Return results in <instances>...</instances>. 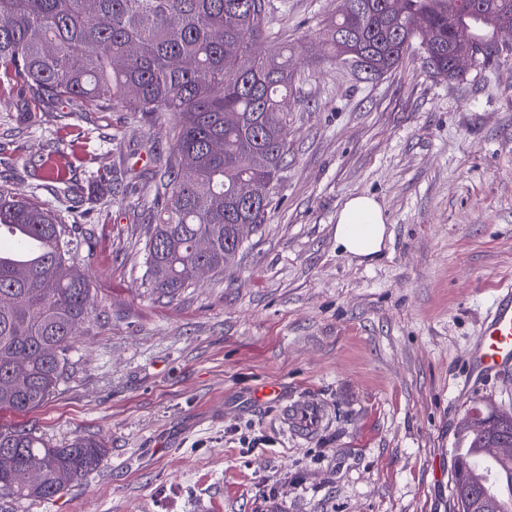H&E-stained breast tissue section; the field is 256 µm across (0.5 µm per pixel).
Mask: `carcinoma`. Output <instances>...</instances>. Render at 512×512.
I'll return each instance as SVG.
<instances>
[{"label":"carcinoma","instance_id":"obj_1","mask_svg":"<svg viewBox=\"0 0 512 512\" xmlns=\"http://www.w3.org/2000/svg\"><path fill=\"white\" fill-rule=\"evenodd\" d=\"M340 0L322 31L330 57L349 63L365 80L397 67L422 26L433 74L453 79L455 55L476 52L482 31L512 24V0ZM269 0H0V84L36 102L66 103L80 112L116 108L167 125L172 151L158 160L151 201L154 227L146 243L145 282L150 294L174 301L208 266L216 274L234 262L241 246L234 227L267 223L284 181L288 93L294 70L288 44L274 42ZM263 153L269 165L253 167ZM191 163L182 164V157ZM35 178L80 190L51 168ZM254 186L246 203L238 183ZM21 227L42 244L27 264L0 262V410L26 413L42 406L70 379V354L89 319L90 288L75 260L78 227L37 196H22L0 182V229ZM207 243L200 250L198 242ZM501 411L466 412L477 429L458 428V440L476 453L493 442L512 444V423ZM105 446L77 437L56 448L25 426H0V497L50 501L97 470ZM456 453L453 497L469 484L470 505L512 512L490 493ZM32 466L34 485L17 482Z\"/></svg>","mask_w":512,"mask_h":512}]
</instances>
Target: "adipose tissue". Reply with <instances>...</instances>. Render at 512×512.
<instances>
[{"instance_id": "adipose-tissue-1", "label": "adipose tissue", "mask_w": 512, "mask_h": 512, "mask_svg": "<svg viewBox=\"0 0 512 512\" xmlns=\"http://www.w3.org/2000/svg\"><path fill=\"white\" fill-rule=\"evenodd\" d=\"M386 236V218L373 196L349 198L336 215V244L347 255L375 259L385 246Z\"/></svg>"}]
</instances>
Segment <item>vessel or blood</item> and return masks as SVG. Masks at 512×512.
<instances>
[{"instance_id": "b4317fda", "label": "vessel or blood", "mask_w": 512, "mask_h": 512, "mask_svg": "<svg viewBox=\"0 0 512 512\" xmlns=\"http://www.w3.org/2000/svg\"><path fill=\"white\" fill-rule=\"evenodd\" d=\"M512 374V281L500 284L494 291L478 326L476 337L464 363L458 383L459 395L452 407L465 401H477L486 383ZM328 417L317 399L303 396L283 406L280 421L286 434L308 439Z\"/></svg>"}]
</instances>
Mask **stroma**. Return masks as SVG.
Listing matches in <instances>:
<instances>
[{
  "label": "stroma",
  "instance_id": "obj_1",
  "mask_svg": "<svg viewBox=\"0 0 512 512\" xmlns=\"http://www.w3.org/2000/svg\"><path fill=\"white\" fill-rule=\"evenodd\" d=\"M337 5L271 0L273 27L317 46ZM491 40L457 79L434 75L418 41L373 81L296 54L270 218L222 276L172 302L144 284L165 128L1 87L0 177L82 226L94 310L70 382L28 413L1 411L0 426L59 448L90 436L108 453L53 500L0 498V512H457L448 402L495 284L512 278V32ZM62 154L81 184L117 164L135 178L83 214L31 177ZM363 193L390 232L371 261L335 239L337 211ZM303 395L331 420L297 441L279 416Z\"/></svg>",
  "mask_w": 512,
  "mask_h": 512
}]
</instances>
